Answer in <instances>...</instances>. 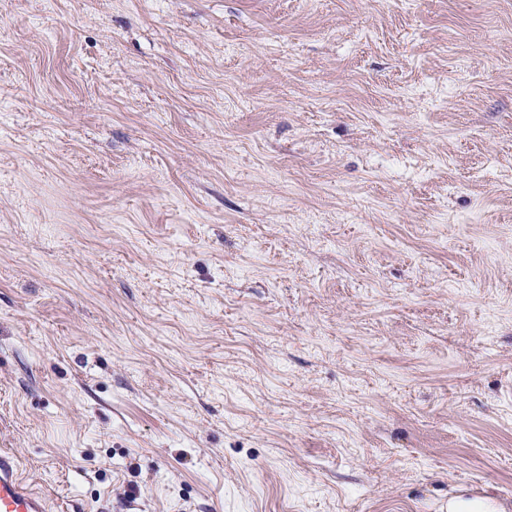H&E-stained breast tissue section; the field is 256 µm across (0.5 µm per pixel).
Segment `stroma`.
Returning <instances> with one entry per match:
<instances>
[{"label": "stroma", "instance_id": "35a3bbf8", "mask_svg": "<svg viewBox=\"0 0 512 512\" xmlns=\"http://www.w3.org/2000/svg\"><path fill=\"white\" fill-rule=\"evenodd\" d=\"M0 448L51 512H512V0H0ZM448 512H500V507L492 498L469 499L457 495L448 499Z\"/></svg>", "mask_w": 512, "mask_h": 512}]
</instances>
